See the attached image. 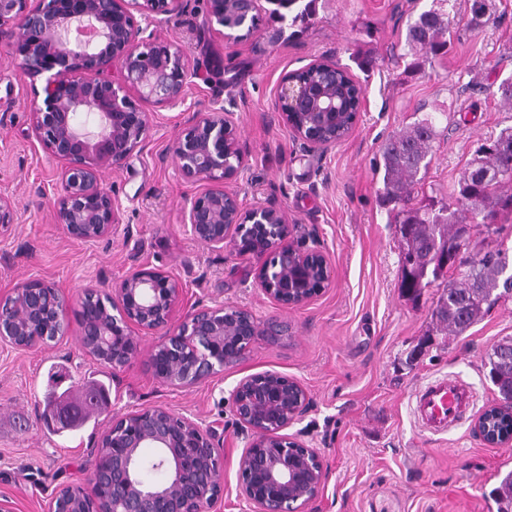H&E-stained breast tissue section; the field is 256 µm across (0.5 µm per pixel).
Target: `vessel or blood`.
Instances as JSON below:
<instances>
[{"label": "vessel or blood", "instance_id": "obj_1", "mask_svg": "<svg viewBox=\"0 0 512 512\" xmlns=\"http://www.w3.org/2000/svg\"><path fill=\"white\" fill-rule=\"evenodd\" d=\"M474 401L475 393L468 384L438 378L418 388L412 398V410L423 428L443 433L460 422Z\"/></svg>", "mask_w": 512, "mask_h": 512}]
</instances>
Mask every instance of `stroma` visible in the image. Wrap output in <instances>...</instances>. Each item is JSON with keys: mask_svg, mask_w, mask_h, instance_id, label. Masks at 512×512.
Instances as JSON below:
<instances>
[{"mask_svg": "<svg viewBox=\"0 0 512 512\" xmlns=\"http://www.w3.org/2000/svg\"><path fill=\"white\" fill-rule=\"evenodd\" d=\"M430 5L297 0L279 16L264 0L256 32L235 44L208 24L205 0H186L182 12L147 26L152 39L181 44L200 76L183 103L142 102L151 116L142 151L102 174L121 203L122 222L92 242L70 238L55 222L63 164L34 139L30 114L42 99L17 67L11 42H0V196L17 211L16 223L0 225V293L43 279L69 304L68 332L53 348L0 343V497L15 512H47L59 488L87 486L113 417L157 406L217 428L224 497L216 512H247L237 490L247 434L231 391L242 377L267 370L297 379L311 396L292 430L318 449L330 472L314 512H497L492 492L512 471V444L485 446L473 431L474 413L432 434L415 420L411 397L448 375L473 387L476 410L496 400L484 357L512 338V299L463 335L440 331L431 312L444 283L414 301L404 296L402 247L394 214L379 201L374 166L388 136L420 111L440 112L429 167L414 188L416 200L438 204L481 141L512 126V110L496 93L512 76V0H492L494 22L485 27L471 25L469 0H454L446 53L413 70L403 46L407 17ZM318 56L347 68L365 88L354 131L325 151L294 140L274 105L282 76ZM219 106L232 112L243 144L234 188L245 207L283 209L307 246L333 263L332 288L305 307L279 308L256 286L253 260L211 249L183 228L182 207L200 186L182 178L169 147L183 120ZM143 263L176 276L186 306H244L290 329L258 338L236 368L190 388L164 385L142 360L106 368L82 346L79 298L88 287L111 292ZM100 384L106 402L82 423L58 427V402L80 405Z\"/></svg>", "mask_w": 512, "mask_h": 512, "instance_id": "1", "label": "stroma"}]
</instances>
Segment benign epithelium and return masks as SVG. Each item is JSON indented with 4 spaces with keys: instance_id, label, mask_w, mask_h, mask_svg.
<instances>
[{
    "instance_id": "7a95c632",
    "label": "benign epithelium",
    "mask_w": 512,
    "mask_h": 512,
    "mask_svg": "<svg viewBox=\"0 0 512 512\" xmlns=\"http://www.w3.org/2000/svg\"><path fill=\"white\" fill-rule=\"evenodd\" d=\"M183 0H0V41L12 42L17 65L31 81L43 83L42 105L31 115L39 145L63 163L61 190L54 202L56 223L79 241H94L121 223L119 200L101 175L139 153L150 124L140 102L175 105L184 101L199 75L181 45L142 37L146 23L178 13ZM259 0H207V20L228 41L254 33ZM326 56L286 73L275 107L292 136L313 148L336 145L312 138L306 125H336L343 89ZM180 175L204 188L183 207V224L207 246L231 247L255 261L256 284L284 310L304 307L333 284L329 256L307 248L285 211L272 206L244 208L227 189L242 172L243 147L224 108L196 112L169 148ZM474 225L461 226L451 250L459 260ZM181 283L170 272L142 264L99 295L100 311L78 313L80 335L89 354L112 359L119 370L143 358L165 384L190 387L237 366L261 336H279L286 323L259 320L236 305L202 306L180 315ZM28 315L64 322L68 303L53 284L32 280L0 294V341L22 350L46 349L53 342L34 335L18 340L22 328L7 324L19 304ZM180 318L177 329L141 348L137 331L153 333ZM232 401L248 444L238 459V496L250 512H310L323 496L329 472L319 451L286 430L306 413L310 397L296 379L276 371L241 378ZM112 438V464L94 469L91 488L65 487L64 512H212L224 496L215 431L163 407L131 412L112 420L102 438ZM142 448H158L168 473L165 485L149 488L136 477ZM112 485V508L103 505L97 485Z\"/></svg>"
}]
</instances>
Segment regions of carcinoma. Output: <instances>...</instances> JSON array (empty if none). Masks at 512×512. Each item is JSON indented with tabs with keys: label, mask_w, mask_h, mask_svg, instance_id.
<instances>
[{
	"label": "carcinoma",
	"mask_w": 512,
	"mask_h": 512,
	"mask_svg": "<svg viewBox=\"0 0 512 512\" xmlns=\"http://www.w3.org/2000/svg\"><path fill=\"white\" fill-rule=\"evenodd\" d=\"M438 0L406 24L404 47L407 54L418 59L436 57L447 51L454 17L446 4ZM470 22L482 25L491 19L489 0H472ZM346 85V107L336 127L355 116L358 88L347 83L346 71H337ZM437 118L424 113L405 130L392 135L381 151L383 170L382 205L396 211V224L403 243L401 261L404 273L403 288L416 298L444 276L442 256L448 242L456 239L460 224L491 222L499 210L512 206V194L503 188L512 184V127L480 144L474 158L459 176L448 201L435 208L413 203L412 188L421 172L429 165L428 154L437 135ZM471 266L460 278L448 283L435 307L432 317L436 324L454 336L465 333L483 315L501 301L512 298V278L505 272L507 263L503 246L497 244L472 256ZM491 382L499 399L512 400V346L497 343L486 353ZM138 476L147 486H159L167 481L165 469L159 467L158 457H141ZM499 512H512V473L495 490Z\"/></svg>",
	"instance_id": "cac0c4a2"
}]
</instances>
